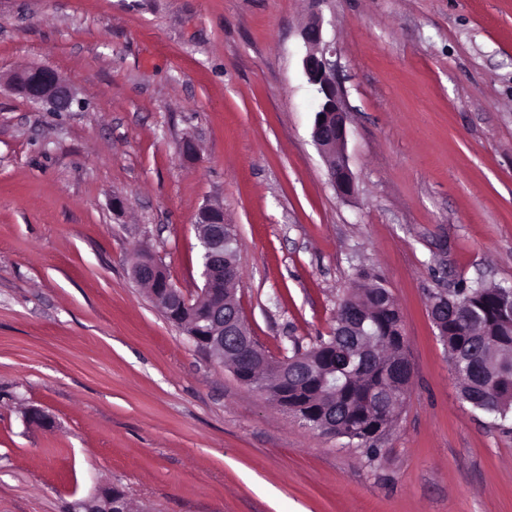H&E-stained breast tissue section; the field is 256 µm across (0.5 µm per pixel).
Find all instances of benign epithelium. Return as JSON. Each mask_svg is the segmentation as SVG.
<instances>
[{
	"label": "benign epithelium",
	"instance_id": "obj_1",
	"mask_svg": "<svg viewBox=\"0 0 512 512\" xmlns=\"http://www.w3.org/2000/svg\"><path fill=\"white\" fill-rule=\"evenodd\" d=\"M305 54L302 67L307 82L313 91L314 112L311 137L322 153L332 185L339 195L349 197L356 193V183L349 167L346 153L347 124L349 109L337 78L336 62L331 60L335 51L322 47V23L315 20L302 29ZM7 87L31 103L46 108L49 112H70L79 103L75 88L53 68L46 65L31 66L11 73ZM196 230L201 247V277L203 287L192 297L174 286L164 269L155 260L138 264L133 277L151 286V298L162 299L167 307L179 316L194 313L200 302L208 304L203 321L208 325L200 332L194 325L187 326L186 334L197 348L211 360L237 373L241 382L256 378L251 368L256 361L242 362L240 346L247 343V329L244 324L240 302L235 289L229 284L236 282L237 266L224 263V248L233 240V230L224 223V209L217 204L200 208ZM303 356L282 359L276 372L277 383L288 386V368L302 371ZM391 373L401 387L409 384L411 367L406 354L390 362ZM314 429L330 436H341L336 425V410L324 406L308 416ZM80 509H94V512H128L126 500L112 496L105 486L85 501L78 503Z\"/></svg>",
	"mask_w": 512,
	"mask_h": 512
}]
</instances>
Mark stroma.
Segmentation results:
<instances>
[{
  "label": "stroma",
  "mask_w": 512,
  "mask_h": 512,
  "mask_svg": "<svg viewBox=\"0 0 512 512\" xmlns=\"http://www.w3.org/2000/svg\"><path fill=\"white\" fill-rule=\"evenodd\" d=\"M317 18L350 198L311 138ZM33 65L83 105L0 95V512L102 486L151 512H512V419L460 399L429 314L512 285V0H0V75ZM208 203L275 358L329 334L356 269L384 279L412 378L377 457L240 383L131 279L147 251L195 293Z\"/></svg>",
  "instance_id": "1"
}]
</instances>
